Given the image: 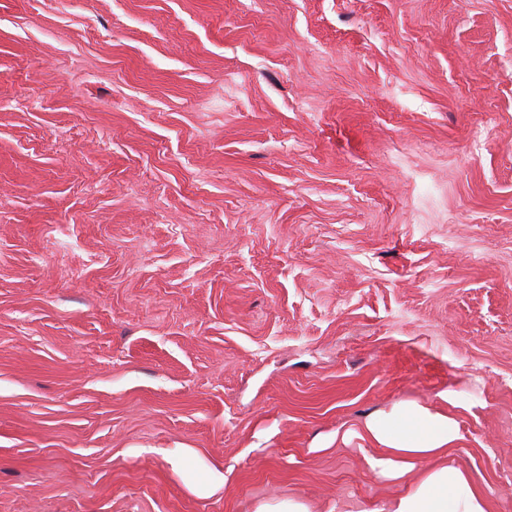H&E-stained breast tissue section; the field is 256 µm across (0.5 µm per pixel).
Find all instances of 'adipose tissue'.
Masks as SVG:
<instances>
[{
    "mask_svg": "<svg viewBox=\"0 0 512 512\" xmlns=\"http://www.w3.org/2000/svg\"><path fill=\"white\" fill-rule=\"evenodd\" d=\"M363 431L374 445L364 454L369 470L401 487L379 512H487L471 474L454 459L458 430L447 414L401 401L367 420Z\"/></svg>",
    "mask_w": 512,
    "mask_h": 512,
    "instance_id": "1",
    "label": "adipose tissue"
}]
</instances>
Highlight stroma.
Here are the masks:
<instances>
[{
    "label": "stroma",
    "mask_w": 512,
    "mask_h": 512,
    "mask_svg": "<svg viewBox=\"0 0 512 512\" xmlns=\"http://www.w3.org/2000/svg\"><path fill=\"white\" fill-rule=\"evenodd\" d=\"M401 400L512 512V0H0V512H375Z\"/></svg>",
    "instance_id": "obj_1"
}]
</instances>
